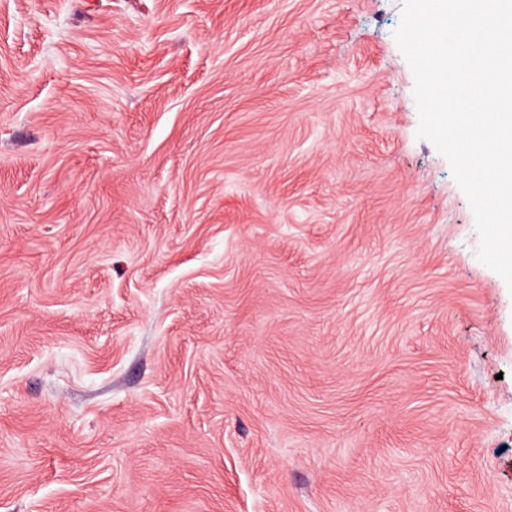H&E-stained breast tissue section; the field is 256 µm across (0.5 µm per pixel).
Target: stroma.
<instances>
[{"label": "stroma", "instance_id": "obj_1", "mask_svg": "<svg viewBox=\"0 0 512 512\" xmlns=\"http://www.w3.org/2000/svg\"><path fill=\"white\" fill-rule=\"evenodd\" d=\"M402 4L0 0V512H512Z\"/></svg>", "mask_w": 512, "mask_h": 512}]
</instances>
